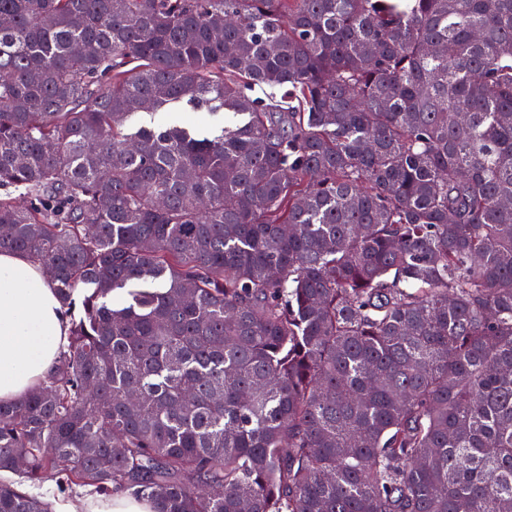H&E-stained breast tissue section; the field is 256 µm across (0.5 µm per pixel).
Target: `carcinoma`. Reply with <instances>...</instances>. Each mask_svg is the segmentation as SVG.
<instances>
[{"instance_id": "carcinoma-1", "label": "carcinoma", "mask_w": 512, "mask_h": 512, "mask_svg": "<svg viewBox=\"0 0 512 512\" xmlns=\"http://www.w3.org/2000/svg\"><path fill=\"white\" fill-rule=\"evenodd\" d=\"M1 20L0 251L70 330L0 401V473L152 512H512V0ZM184 99L242 121L126 132ZM0 512L54 505L0 482Z\"/></svg>"}]
</instances>
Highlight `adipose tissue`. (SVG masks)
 Instances as JSON below:
<instances>
[{
  "mask_svg": "<svg viewBox=\"0 0 512 512\" xmlns=\"http://www.w3.org/2000/svg\"><path fill=\"white\" fill-rule=\"evenodd\" d=\"M68 327L41 266L0 252V400L18 399L54 369Z\"/></svg>",
  "mask_w": 512,
  "mask_h": 512,
  "instance_id": "ef3b65f1",
  "label": "adipose tissue"
}]
</instances>
